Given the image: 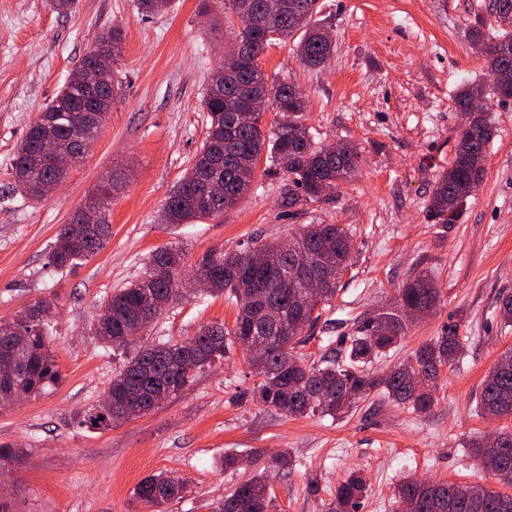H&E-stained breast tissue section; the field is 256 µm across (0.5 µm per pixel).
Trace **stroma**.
<instances>
[{
    "label": "stroma",
    "instance_id": "35a3bbf8",
    "mask_svg": "<svg viewBox=\"0 0 512 512\" xmlns=\"http://www.w3.org/2000/svg\"><path fill=\"white\" fill-rule=\"evenodd\" d=\"M77 2L60 15L47 0H0V320L48 301L62 376L56 389L0 408V443L24 451L0 469V504L8 512H149L133 490L166 472L185 485L167 512H209L245 476L225 469V454L283 449L290 462L271 480L275 512H325L337 482L354 469L369 484L359 512H390L395 486L410 474L498 487L465 445L512 428V417L491 418L478 407L485 374L512 347V326L497 316L501 298L512 294V100L486 104L493 135L485 173L459 219L442 224L427 209L458 142L455 94L487 79L466 32L488 16L491 0H319L316 19L336 40L330 61L306 67L292 43L275 40L260 65L302 90L314 141L357 148L358 174L326 197L292 203L287 173L263 159L235 208L185 224L162 223L160 214L206 137L200 100L234 41L224 0H172L148 16L135 0ZM115 26L123 34L114 64L121 89L108 118L84 160L32 202L12 188L13 153L92 37ZM115 170L125 184L110 206L109 242L90 260L54 269L48 254L60 226ZM306 224L347 226L354 243L335 296L298 347L307 362L336 357L359 320L392 307L415 274L437 282V312L368 367L382 375L458 322L461 358L441 368L428 413L376 390L337 418L286 416L252 400L258 378L235 347L150 413L105 430L78 426V414L100 404L126 356L98 339L94 319L143 275L153 251L179 247L193 265L207 252L288 239ZM236 315L225 296L199 294L174 303L147 338L181 341L204 325L233 327ZM313 480L316 496L307 490Z\"/></svg>",
    "mask_w": 512,
    "mask_h": 512
}]
</instances>
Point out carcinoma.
Here are the masks:
<instances>
[{
	"label": "carcinoma",
	"instance_id": "carcinoma-1",
	"mask_svg": "<svg viewBox=\"0 0 512 512\" xmlns=\"http://www.w3.org/2000/svg\"><path fill=\"white\" fill-rule=\"evenodd\" d=\"M271 2L276 0H224V7L230 12L246 7L259 14L263 23L241 34L247 54L245 62L235 67L224 62V83L208 85L200 100L209 123L207 136L195 161L173 187L162 213L165 224L219 217L234 208L250 188L263 156L283 167L293 186L311 200L327 195L358 172L357 149L349 143L335 149L317 145L302 122L306 110L304 97L288 83L270 84L260 67V56L275 38L297 41L300 60L311 68L326 64L335 49L329 32L313 20L316 11L297 17L290 9L292 0H282L284 7L270 15ZM467 38L472 43L487 44L485 67L492 85L474 82L461 86L455 95L458 109L464 111L489 94L500 100L512 99V20L492 25L479 19L468 28ZM120 41L121 31L115 27L96 36L70 80L29 124L10 162L15 190L39 201L65 178L67 171L56 169L41 158L39 146L45 139L73 153L74 163L83 160L85 153L80 151L77 140H95L119 90L113 71L102 73V79L93 87L86 84L87 74L97 56L117 59ZM251 96L272 100L284 121L266 131L260 112L251 124L239 125L236 110ZM490 137L487 115L479 112L471 129L459 137L448 168L438 173L428 205L433 217L446 224L458 218L467 198L483 180L481 158ZM216 180L224 183V196L207 208L201 207L205 190ZM92 195L99 196L97 221L86 223L77 210L68 223L61 225L49 255L53 268L64 270L87 261L108 242L112 195L100 196L96 190ZM352 247L351 234L344 225L306 224L286 244L269 243L243 251L203 254L198 264L210 269V273L199 283L184 274L185 253L181 249L165 247L155 251L148 259L144 275L110 297L112 315L102 327L95 328L104 344L126 347L132 343L135 349L112 378L108 389L111 407L84 411L80 424L106 429L150 412L156 407L154 399L165 392L175 395L193 381L195 374L187 373V364H193L197 371L203 369L223 358L240 336H256L266 343L265 359L249 362L260 378L254 397L286 416L319 412L334 418L377 388L414 413H428L435 404L440 368L460 359L459 324H448L441 335L421 344L409 361L384 376L375 377L366 371L368 365L404 336L409 324L402 315L403 307L418 308L427 316L437 309L440 291L426 272L418 273L399 289L394 309L367 318L355 335L346 337L340 359L308 364L295 353L305 329L315 322V309L330 302L336 294V272L348 267ZM255 250L266 259L260 267L250 265V254ZM301 265L330 275L320 299L312 305L303 303L300 283L288 278L289 270ZM198 285L211 295L225 294L236 304L238 315L233 328L202 326L184 342L140 341L150 322L166 307L194 292ZM41 305L39 301L9 320H0V366L13 365L12 375L0 376V394L4 396H36L61 382L50 350V324L36 320ZM480 408L489 417L512 416L511 348L499 356L485 375ZM466 448L490 475L501 484L512 486V430L499 432L494 443L478 436ZM259 461L258 455H224V469L242 468L250 471V475L217 502L211 512H272L269 479L274 468L288 465V452L280 453L271 467H261ZM183 491V485L160 472L142 479L133 494L138 501L159 509L181 497ZM367 493L362 472L350 471L336 486L327 512H357ZM406 504L412 506L411 512H512V494L481 485L408 476L393 492V512H400Z\"/></svg>",
	"mask_w": 512,
	"mask_h": 512
}]
</instances>
